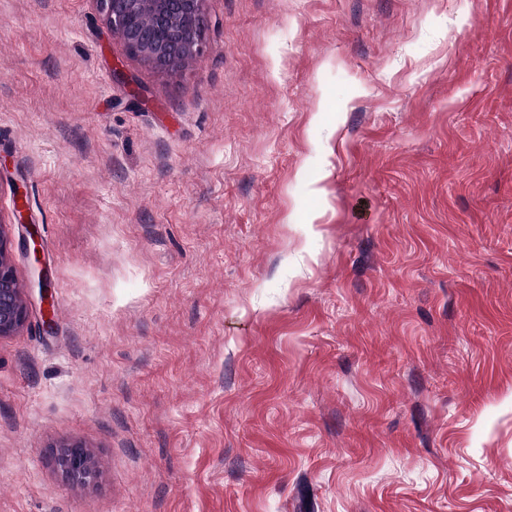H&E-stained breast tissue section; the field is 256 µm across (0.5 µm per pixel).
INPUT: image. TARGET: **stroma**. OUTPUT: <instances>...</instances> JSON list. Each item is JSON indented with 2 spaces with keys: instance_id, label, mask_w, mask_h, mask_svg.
<instances>
[{
  "instance_id": "35a3bbf8",
  "label": "stroma",
  "mask_w": 512,
  "mask_h": 512,
  "mask_svg": "<svg viewBox=\"0 0 512 512\" xmlns=\"http://www.w3.org/2000/svg\"><path fill=\"white\" fill-rule=\"evenodd\" d=\"M205 9L0 0V512H512V0ZM94 1L113 37L155 69H179L202 54L206 0ZM0 223V336H6L26 323L28 306L14 276L10 240ZM60 465L66 475L76 483L90 484L97 478L90 452L79 444H71L64 449Z\"/></svg>"
}]
</instances>
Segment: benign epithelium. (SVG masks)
<instances>
[{
	"label": "benign epithelium",
	"instance_id": "obj_1",
	"mask_svg": "<svg viewBox=\"0 0 512 512\" xmlns=\"http://www.w3.org/2000/svg\"><path fill=\"white\" fill-rule=\"evenodd\" d=\"M206 0H95L103 21L126 48L161 70L179 69L197 59L209 29ZM11 243L0 225V336L22 327L28 306L18 287L9 251ZM60 465L74 482L90 484L97 470L90 452L67 446Z\"/></svg>",
	"mask_w": 512,
	"mask_h": 512
}]
</instances>
